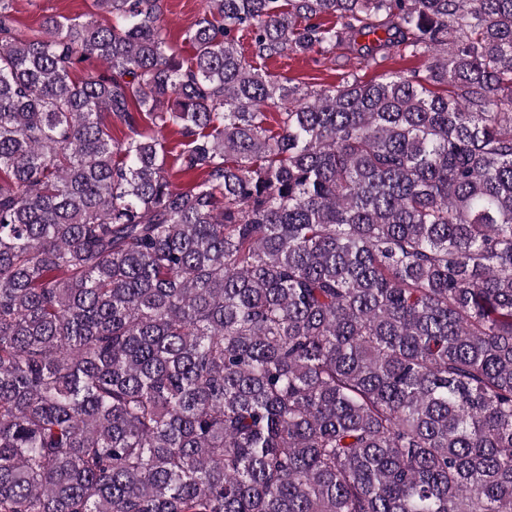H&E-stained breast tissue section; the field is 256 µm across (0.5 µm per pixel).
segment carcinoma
<instances>
[{"label":"carcinoma","mask_w":512,"mask_h":512,"mask_svg":"<svg viewBox=\"0 0 512 512\" xmlns=\"http://www.w3.org/2000/svg\"><path fill=\"white\" fill-rule=\"evenodd\" d=\"M12 2L0 512H512V0ZM359 36L432 65H253ZM13 10L16 28L22 36L40 30L45 15L83 18L95 12L93 0H14ZM163 19L168 28L170 38L174 42L180 56L184 59L193 54L192 47L183 41V34L201 14L206 0H162ZM356 42L355 45L347 42L336 47L333 54L312 52L306 56L291 55L288 58L269 60L266 64L258 59L257 65L274 75L288 77L300 86L320 88L337 85L351 71H357L364 81L378 79L381 74L393 71L408 75L416 71L423 75L432 61L428 56L413 57L403 51H378L376 54L374 52V60L367 63L359 55V49L361 45L369 44V40L358 37Z\"/></svg>","instance_id":"obj_1"}]
</instances>
